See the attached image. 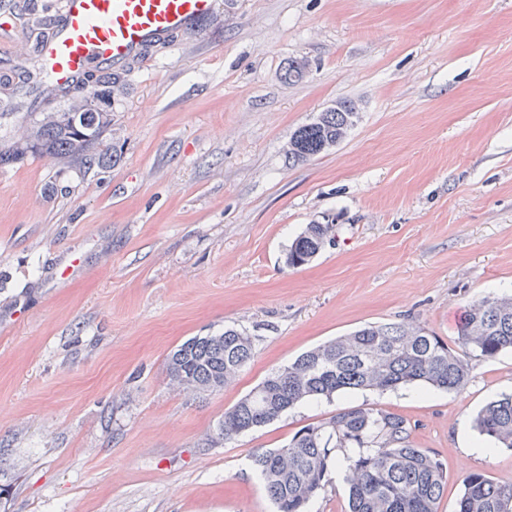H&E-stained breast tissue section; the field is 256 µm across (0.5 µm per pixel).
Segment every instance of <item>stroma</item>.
<instances>
[{
    "label": "stroma",
    "mask_w": 512,
    "mask_h": 512,
    "mask_svg": "<svg viewBox=\"0 0 512 512\" xmlns=\"http://www.w3.org/2000/svg\"><path fill=\"white\" fill-rule=\"evenodd\" d=\"M0 149L50 0H9ZM304 60L288 80L289 60ZM358 103L337 146L288 165L292 133ZM102 166H0V512H274L252 456L369 404L404 416L464 478L512 482V449L463 459L478 411L512 393V352L471 356L457 391L306 403L231 440L225 410L298 355L400 320L449 347L472 301L512 293V0H218V15L120 73ZM336 235L307 265L309 224ZM234 327L254 357L186 392L171 350ZM335 224H309L293 241L286 253L285 262L289 267H300L316 257L331 241Z\"/></svg>",
    "instance_id": "1"
}]
</instances>
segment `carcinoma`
<instances>
[{
  "label": "carcinoma",
  "instance_id": "cac0c4a2",
  "mask_svg": "<svg viewBox=\"0 0 512 512\" xmlns=\"http://www.w3.org/2000/svg\"><path fill=\"white\" fill-rule=\"evenodd\" d=\"M322 112L299 127L285 149L288 164L306 162L348 135L349 111ZM68 114L86 123L71 124ZM112 123L109 112H91L87 97L58 112H43L0 165L27 154L46 155L91 169L100 164L101 135ZM332 224H309L286 253L290 267L316 257L331 241ZM256 338L227 328L196 336L170 352L167 370L185 390H221L254 356ZM512 350V296L488 295L473 301L453 349L408 322L368 324L327 341L271 372L224 411L219 435L230 440L263 427L306 402L332 401L352 390L391 391L409 385L456 390L469 376L467 355L492 358ZM479 433L499 447L512 448V394L491 400L478 414ZM276 512H306L328 483L331 468L345 472L349 512H439L447 476L442 462L410 441L407 420L394 412L358 406L302 427L282 448L253 457ZM455 512H512V483L471 472Z\"/></svg>",
  "mask_w": 512,
  "mask_h": 512
}]
</instances>
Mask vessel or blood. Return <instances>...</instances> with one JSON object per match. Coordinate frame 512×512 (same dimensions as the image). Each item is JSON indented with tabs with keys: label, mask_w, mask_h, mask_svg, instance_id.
Returning <instances> with one entry per match:
<instances>
[{
	"label": "vessel or blood",
	"mask_w": 512,
	"mask_h": 512,
	"mask_svg": "<svg viewBox=\"0 0 512 512\" xmlns=\"http://www.w3.org/2000/svg\"><path fill=\"white\" fill-rule=\"evenodd\" d=\"M216 12L217 0H58L34 53L39 71L50 80L39 93L70 88L102 69L145 61L154 44Z\"/></svg>",
	"instance_id": "obj_1"
}]
</instances>
